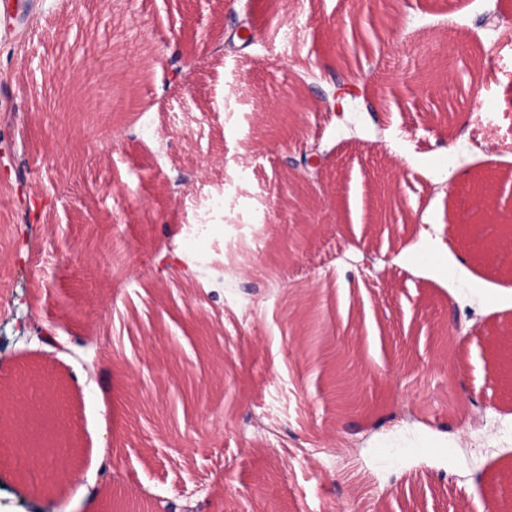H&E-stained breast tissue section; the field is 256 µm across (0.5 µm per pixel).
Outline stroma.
<instances>
[{
	"instance_id": "1",
	"label": "stroma",
	"mask_w": 512,
	"mask_h": 512,
	"mask_svg": "<svg viewBox=\"0 0 512 512\" xmlns=\"http://www.w3.org/2000/svg\"><path fill=\"white\" fill-rule=\"evenodd\" d=\"M25 2V16L0 32V130L24 137L14 165L28 191L55 205L49 231L27 249L32 274L21 287L24 213L16 183L0 181V318L55 324L59 345L13 334L0 348V422L21 411L23 376L47 369L76 423L71 477L104 444L113 487L140 502L340 512L351 489L335 477L346 460L371 487L365 512H399L401 497L425 512L480 503L486 482L512 467V393L488 350L493 305L512 306V273L488 272L485 257L458 243L424 255L412 225L423 217L456 233L469 186L495 171L512 176V0H391L401 20L380 40L370 29L377 0ZM247 15L279 21L251 46L223 51ZM451 40L468 51L452 77L408 90L403 77L437 68ZM340 53L364 74L344 119L309 108L288 140L265 126L293 89L328 87L323 65ZM175 62L188 79L182 91L167 78ZM135 112L137 139L95 150ZM260 132L261 156L251 145ZM314 143L326 156L312 185L320 211L292 254L282 162ZM191 159L203 166L198 177L176 197L162 193L163 177ZM340 179L361 183L364 209L391 197L385 223H352ZM239 214L253 227L242 241L226 223ZM165 242L205 277L190 295L170 283L162 305L150 263ZM365 248L376 262L362 271L353 261ZM308 288L320 293L327 335L361 362L363 412L338 416L320 370L302 361L283 306ZM452 305L466 320L444 341L436 326ZM371 319L378 362L363 356ZM106 333L111 359H76L81 341ZM460 389L486 402L480 421L456 401ZM243 409L262 429L242 428ZM36 467L0 443V512H104L100 484L56 493Z\"/></svg>"
}]
</instances>
